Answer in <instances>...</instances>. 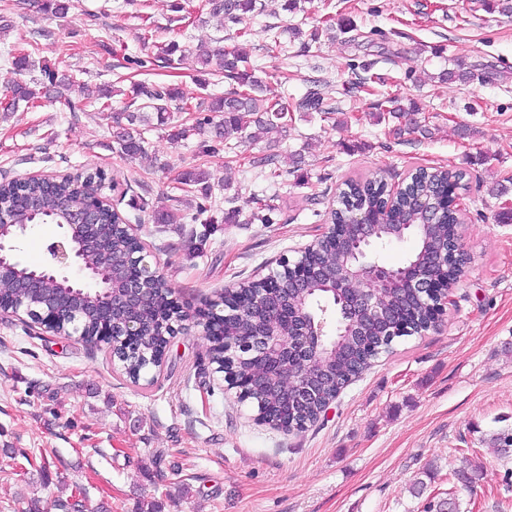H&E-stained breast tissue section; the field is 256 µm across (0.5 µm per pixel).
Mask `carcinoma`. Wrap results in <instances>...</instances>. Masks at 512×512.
I'll list each match as a JSON object with an SVG mask.
<instances>
[{"label":"carcinoma","instance_id":"cac0c4a2","mask_svg":"<svg viewBox=\"0 0 512 512\" xmlns=\"http://www.w3.org/2000/svg\"><path fill=\"white\" fill-rule=\"evenodd\" d=\"M210 14L222 22L239 25L251 14L261 12V0H209ZM72 8L71 0H42L41 10L55 18H62ZM282 31L269 28L266 53L271 57H288V47L281 40ZM181 52L178 43L170 41L156 45L154 62L172 68L176 56ZM199 70L197 85L205 89L210 77L222 76L234 84V88L222 94H209L191 102L184 88L179 84H157L139 82L129 89L106 86L99 89L94 100H88L86 85L72 73H60L48 65H41L27 48L11 51V67L15 78L7 84L0 98V112H16L20 107L33 108L42 100L57 102L68 112H85L87 107L97 104L110 107L112 97L129 96L139 103L134 111L119 112L113 117L112 143L120 156L134 159L146 153L148 144L145 133L151 122L165 127L174 141L201 138L200 146L208 152L219 147L233 151L242 139L268 140L288 132V113L320 112L332 115L336 109L326 104L318 84H313L300 98L288 101V96L268 99L264 87L268 74L258 69L249 54L238 43L226 44L220 40L198 56ZM35 71L40 77L25 79ZM386 112L397 120L393 133L421 128L417 118L419 108L413 102L402 104L398 97L385 100ZM181 112L204 113L192 123L175 118ZM261 168V176L268 185L282 184L283 173L275 165V156L268 155L252 161ZM467 173L450 170L442 166L419 168L409 174L399 191L388 189L387 183L378 176L351 177L342 183L336 196V208L330 212L332 226L340 228L349 223L356 212L385 213L376 223L371 245L383 248L412 236L416 248L407 257L404 266L420 264L430 266V261L448 251V245L455 228L464 223L460 210L444 209L434 224L417 222L415 200L418 198L442 197L448 188L456 192L468 191ZM104 180L102 172L85 176L62 175L47 184L38 179L25 182L18 180L0 182V202L9 206L18 224H46L53 222L57 211L86 202L96 203L98 220L94 229L99 248L88 255V261L103 266L106 261H118L134 247L127 231L128 221L112 204L101 197L98 190ZM179 183L192 186L199 193L200 202L192 222L214 223L206 217L211 210L210 173L200 167L180 174ZM37 196L42 203V212L32 219L27 211V199ZM397 224L408 228L399 232ZM301 268L313 267L317 275L306 281L305 287L285 293L288 302L282 305L290 311L297 309L307 317L317 320L322 308H332V291L328 290L336 275V267L342 263V256L336 250L334 231L330 230L307 249L300 260ZM23 266L14 263L0 269V296H9L14 277ZM154 289L148 293V302L141 306L117 307L112 310V347L110 352L116 358L126 376L133 383L146 378L152 370L161 366V350L168 344L166 337L156 334L146 338L130 340L123 331L130 322L145 325L159 324L182 316V308L172 299V291L166 279L145 284ZM110 289L120 291L110 281H94L90 290L78 292L70 303V311L63 318L64 327L82 332V339L97 345L100 326V310L96 293ZM278 291L267 288L264 279L244 280L228 292L225 301L233 305V311L212 323L209 342V360L224 373V381L237 384L238 399L250 404L256 413V421L275 430L302 431L316 423L325 412L328 401L338 397L341 391L357 378L371 361L382 353L393 351L398 337L392 335L393 324L401 319L411 337L428 328L431 311L417 302L406 288H395L379 297L381 310L378 316L364 317L351 327L335 329L332 334L317 337L319 354L313 364L303 365L306 358L301 349L297 326L276 307L273 297ZM279 324L282 335L288 339V350L278 359H269L254 352L250 347L253 338L268 325ZM303 384H310L318 391V397L302 401L296 390ZM488 442L500 458L512 456V428L498 429L489 434Z\"/></svg>","mask_w":512,"mask_h":512}]
</instances>
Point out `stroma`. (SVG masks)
<instances>
[{
    "label": "stroma",
    "mask_w": 512,
    "mask_h": 512,
    "mask_svg": "<svg viewBox=\"0 0 512 512\" xmlns=\"http://www.w3.org/2000/svg\"><path fill=\"white\" fill-rule=\"evenodd\" d=\"M27 2L19 11L15 0H0V21L10 25L0 34V83L10 76L8 48L48 28L54 37L40 41L38 58L81 73L90 87L175 83L197 97L198 47L233 34L210 16L209 0H73L63 19ZM283 2L265 0L241 42L271 72L268 96L300 97L314 77L338 114L294 113L278 143H245L236 154L202 152L195 137L170 141L160 126L146 134L147 157L128 160L112 149L123 97L111 109L75 114L45 102L0 112V180L102 171V196L135 218L151 265L182 301L204 308L320 237L344 179L378 171L394 188L420 167L460 169L470 178L460 200L468 263L452 305L437 327L376 359L319 422L292 432L256 422L210 363L199 328L173 336L153 382L134 384L105 347L0 312V512H26L33 495L44 512H68L75 483L86 489L87 512H139L144 500L160 512H423L427 498L455 495L462 512H512V458H498L486 442L499 425L512 427V223L497 221L512 210V17L495 0H296L290 12ZM179 4L195 24L181 22ZM334 15L351 17L355 32L327 29ZM271 25L285 28L289 60L266 54ZM291 25L301 37L288 33ZM314 30L319 40L305 48ZM162 41L181 46L177 67L117 66L118 55L144 58ZM368 62L384 84L343 93ZM458 67L469 82L439 81ZM389 96L415 102L429 135L399 137L391 120L375 121ZM266 154L288 180L262 224L251 218L262 179L244 160ZM194 167L212 175L216 224L192 257L190 224H157L153 215L175 195L193 213L195 192L175 185ZM228 194L234 203H225ZM231 205L238 221L223 223ZM59 234L54 224L32 226L17 260L43 265ZM466 458L481 471L463 496L454 472ZM418 478L426 484L420 498L411 492Z\"/></svg>",
    "instance_id": "35a3bbf8"
}]
</instances>
